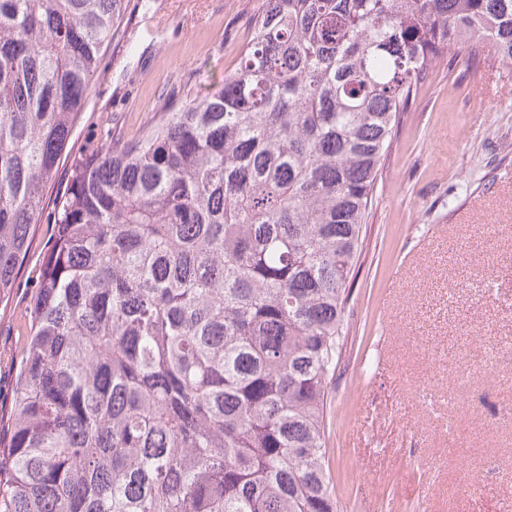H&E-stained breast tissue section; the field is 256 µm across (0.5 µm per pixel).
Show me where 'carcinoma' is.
<instances>
[{"instance_id": "obj_1", "label": "carcinoma", "mask_w": 512, "mask_h": 512, "mask_svg": "<svg viewBox=\"0 0 512 512\" xmlns=\"http://www.w3.org/2000/svg\"><path fill=\"white\" fill-rule=\"evenodd\" d=\"M130 0H0V299ZM512 0H266L204 99L72 163L0 512H338L326 407L399 114Z\"/></svg>"}]
</instances>
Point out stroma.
I'll return each instance as SVG.
<instances>
[{
	"instance_id": "1",
	"label": "stroma",
	"mask_w": 512,
	"mask_h": 512,
	"mask_svg": "<svg viewBox=\"0 0 512 512\" xmlns=\"http://www.w3.org/2000/svg\"><path fill=\"white\" fill-rule=\"evenodd\" d=\"M265 0H131L70 140V156L0 301V409L56 232L71 159L131 137L174 93L236 70ZM327 410L340 512H504L512 504V80L477 55L438 62L401 116L375 186Z\"/></svg>"
}]
</instances>
